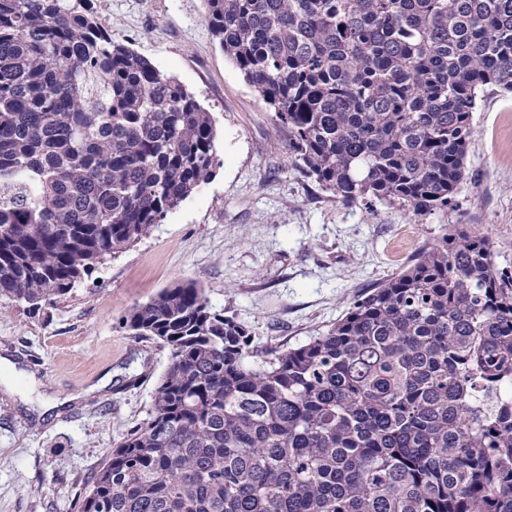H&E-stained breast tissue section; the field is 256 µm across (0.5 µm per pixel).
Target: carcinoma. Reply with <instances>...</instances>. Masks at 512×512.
I'll list each match as a JSON object with an SVG mask.
<instances>
[{"label":"carcinoma","mask_w":512,"mask_h":512,"mask_svg":"<svg viewBox=\"0 0 512 512\" xmlns=\"http://www.w3.org/2000/svg\"><path fill=\"white\" fill-rule=\"evenodd\" d=\"M206 2L322 189L453 204L479 94L512 92V0ZM219 164L211 113L95 0H0L1 304L65 298ZM124 327L170 360L78 512H512V272L485 236L450 230L297 347L193 283Z\"/></svg>","instance_id":"obj_1"}]
</instances>
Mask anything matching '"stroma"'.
Here are the masks:
<instances>
[{"mask_svg": "<svg viewBox=\"0 0 512 512\" xmlns=\"http://www.w3.org/2000/svg\"><path fill=\"white\" fill-rule=\"evenodd\" d=\"M115 42L179 80L211 113L221 164L212 179L123 253L33 311L0 304V512H77L92 474L145 422L167 368L160 340L122 319L177 281L203 288L255 344L285 349L341 318L354 298L461 224L487 236L512 270V93L484 91L465 179L452 206L422 216L399 205H345L294 166L288 131L225 57L205 0H97Z\"/></svg>", "mask_w": 512, "mask_h": 512, "instance_id": "35a3bbf8", "label": "stroma"}]
</instances>
